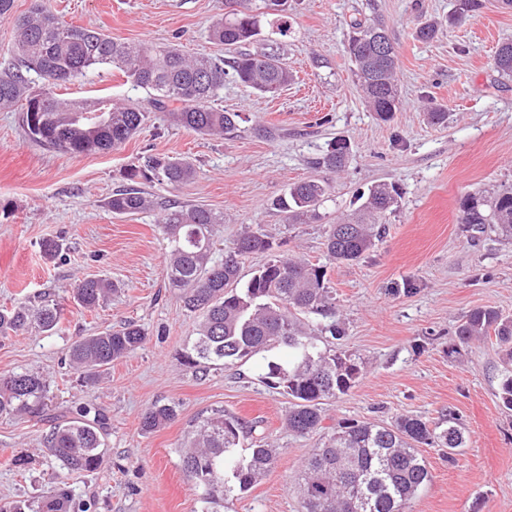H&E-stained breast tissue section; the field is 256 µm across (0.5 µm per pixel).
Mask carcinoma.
Instances as JSON below:
<instances>
[{
    "instance_id": "carcinoma-1",
    "label": "carcinoma",
    "mask_w": 512,
    "mask_h": 512,
    "mask_svg": "<svg viewBox=\"0 0 512 512\" xmlns=\"http://www.w3.org/2000/svg\"><path fill=\"white\" fill-rule=\"evenodd\" d=\"M15 0H0V19L14 25L16 63L0 70V109L41 98L46 111L33 126L23 113L26 132L34 141L71 154L107 152L123 145L147 123L143 107L101 97L100 109L85 112L74 101L56 97L51 88L101 67L119 70L133 86L149 94L154 111L201 137H234L241 116L214 106L224 82L234 81L259 94H274L294 79L284 57L294 32L289 0H225L224 17L212 23L209 36L224 47V56H189L175 44L117 42L97 28L74 26L37 2L24 15L13 16ZM483 0H455L453 19L480 10ZM346 46L352 73L365 102L380 120L389 121L399 109L397 50L377 22L354 20ZM498 74L512 79V41L502 42L494 57ZM347 143L337 140L313 159L316 169L338 173L347 167ZM194 163L187 157L145 156L126 169L133 186L112 193L107 207L115 214L144 212L153 202L141 183L179 187L193 179ZM329 198L322 178L288 187L275 199L290 224L321 218ZM393 185L379 184L359 194L357 209L330 225L326 257L332 263L359 260L381 237L379 221L398 204ZM224 213L199 205H170L160 228L168 240V287L179 291L184 308L198 316L197 332L182 353L189 366L221 361L232 364L273 348L288 353V367L270 361L264 380L291 400L286 426L305 436L325 429L323 402L347 393L362 374L361 358L336 349L344 336L336 321V298L327 286V268L275 253V242L259 224L246 227L214 258L217 227ZM462 223L478 233H493L512 241V188L488 199L472 197L463 204ZM253 254L269 259L255 269L243 287L240 268ZM116 289L112 281L86 277L72 288L84 309L100 306ZM320 315L328 322L306 323L302 316ZM62 309L45 298L0 308V336L60 331ZM455 335L459 344L495 339L506 365L512 364V316L495 307L465 314ZM147 333L134 323L75 339L68 349L71 363L93 383L112 362L134 354ZM50 382L36 372L0 375V414L43 413ZM178 416L173 404L151 405L141 414V429L156 431ZM106 419L91 404L76 416L57 423L44 447L67 473L97 470L107 435ZM254 426L224 409L200 418L190 445L181 449L185 478L200 490L201 512L222 509L250 491L277 461L275 448L242 452ZM465 428L453 412L429 425L404 416L391 424L352 422L328 434L314 448L295 476L303 512H406L408 504L431 481L420 447L448 449L454 460L466 443ZM73 501L65 483L46 492L40 512H70Z\"/></svg>"
}]
</instances>
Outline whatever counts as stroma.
<instances>
[{
  "label": "stroma",
  "mask_w": 512,
  "mask_h": 512,
  "mask_svg": "<svg viewBox=\"0 0 512 512\" xmlns=\"http://www.w3.org/2000/svg\"><path fill=\"white\" fill-rule=\"evenodd\" d=\"M61 20L95 27L115 41L178 42L191 55H217L208 37L224 14V0H45ZM294 34L286 52L295 80L259 96L229 81L216 106L239 112L236 137L201 138L172 124L165 113L108 152L74 155L49 150L24 132L19 110H0V306L40 292L63 305L55 336L0 337V374L34 371L51 383L38 418L0 416V501L36 505L59 470L44 452L52 421L91 403L105 416L102 462L69 475L75 501L88 512H199V492L182 471L180 450L193 421L224 408L256 423V437L279 451L275 466L229 512H300L293 477L322 434L289 432L287 396L263 380L280 349L232 365H185L197 318L167 286V242L157 223L169 204H200L223 213L218 228L231 244L246 225L259 224L278 254L327 264L325 233L352 213L372 185H395L398 206L386 213L384 237L359 261L327 264L343 349L364 368L349 392L329 401L325 423L391 422L401 415L437 423L454 411L467 431L455 461L442 448H424L432 481L409 512H512V411L499 400L503 364L495 344L473 342L451 353L467 312L495 307L512 314V244L487 235L475 241L460 222L463 203L512 185V79L499 78L493 55L512 39V9L483 0L456 24L454 0H292ZM382 19L396 42L401 105L384 122L363 104L345 51L353 18ZM441 23L421 42L418 18ZM322 67H315V60ZM68 100L110 96L148 102L145 90L111 68L58 86ZM443 105L448 122L427 112ZM274 137H267L265 129ZM350 145L345 171L332 176L321 220L289 224L273 206L289 185L314 176L312 158L334 140ZM147 155H185L196 168L188 183L148 184L156 206L116 215L105 200L125 186L129 164ZM62 241L63 259L46 260L41 244ZM103 276L120 284L94 311L71 300L75 282ZM132 320L147 332L130 357L114 361L95 384L84 382L67 350L85 336ZM175 403L178 419L142 433L139 417L151 404ZM27 451L23 469L9 458Z\"/></svg>",
  "instance_id": "obj_1"
}]
</instances>
